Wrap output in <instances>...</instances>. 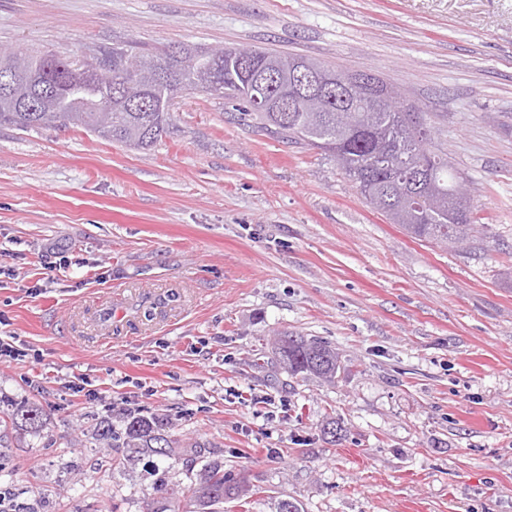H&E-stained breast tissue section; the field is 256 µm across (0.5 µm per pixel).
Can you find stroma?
<instances>
[{"label":"stroma","instance_id":"1","mask_svg":"<svg viewBox=\"0 0 512 512\" xmlns=\"http://www.w3.org/2000/svg\"><path fill=\"white\" fill-rule=\"evenodd\" d=\"M126 45L373 72L430 112L478 221L465 248L414 239L216 94H179L147 149L0 126V334L27 352L0 359V418L44 412L0 437L15 506L146 512L217 460L260 481L250 512H512V0H0V46ZM276 331L342 370L290 375ZM133 413L163 419L168 462L99 439ZM13 426H20L35 431L41 427L42 411L38 406H16L8 414Z\"/></svg>","mask_w":512,"mask_h":512}]
</instances>
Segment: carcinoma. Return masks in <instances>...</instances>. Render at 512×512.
<instances>
[{"mask_svg":"<svg viewBox=\"0 0 512 512\" xmlns=\"http://www.w3.org/2000/svg\"><path fill=\"white\" fill-rule=\"evenodd\" d=\"M129 51L139 68L140 80L135 82L132 76L116 72L112 74L110 86L71 82L68 67L77 61L57 53L24 56L22 67L41 72L47 82L58 85V90L41 96L34 92V86L27 85L25 95L36 103L35 111L0 110V125L21 131L55 125L92 132L102 120L105 130L99 137L147 149L166 133L171 112H128L122 101L130 94L151 105L168 103L166 87L153 79L156 72L166 73L193 90L241 100L250 96V90L240 78H224V69H215L204 54L187 60L168 51L152 61L145 59L134 46ZM370 107L369 101L359 100L355 111L346 112L336 104V96L328 95L320 112L304 108L292 112H260L253 108L243 116L286 142L304 143L336 155L337 164L357 185L368 178L373 180V190L364 199L393 223H401L411 237L440 242L451 236L461 243L467 241L469 226L477 221L472 205L461 204L448 194L456 180L463 178L462 173L450 164L448 154L432 148L431 138L408 139L405 119L399 113L382 106L370 112ZM378 155L393 160L401 155L427 156L429 179L445 195L439 199L425 196L415 200L412 191L391 170L374 166L373 159ZM272 345L280 364L295 376L314 374L331 381L340 369L336 352L318 339L279 334ZM8 418L14 426L37 430L41 427L42 411L37 406H16ZM124 442L130 449L146 450L163 461L170 458L172 440L157 417L139 414L129 417ZM160 491L164 494L161 505L149 508L148 512H176V504L182 498L194 500L199 512H223L224 500L247 495L249 486L236 474L224 470V463L209 461L199 481L162 487Z\"/></svg>","mask_w":512,"mask_h":512,"instance_id":"carcinoma-1","label":"carcinoma"}]
</instances>
